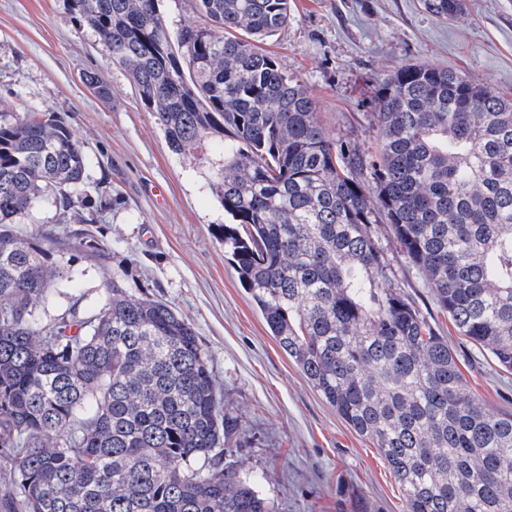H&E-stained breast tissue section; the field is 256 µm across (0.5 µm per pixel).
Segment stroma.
I'll use <instances>...</instances> for the list:
<instances>
[{"instance_id": "1", "label": "stroma", "mask_w": 512, "mask_h": 512, "mask_svg": "<svg viewBox=\"0 0 512 512\" xmlns=\"http://www.w3.org/2000/svg\"><path fill=\"white\" fill-rule=\"evenodd\" d=\"M440 21L420 0H291L287 28L264 48L306 83L328 135L365 159L378 145L374 99L386 75L428 62L489 82L512 97V0H464ZM109 85L100 99L85 81ZM36 108L71 124L89 157L88 212L104 257L77 254L69 300L120 279L129 292L165 301L195 325L224 409L244 436L234 452L275 512H405L403 492L373 443L355 433L307 383L269 335L224 252V209L210 189L223 150L207 140L174 153L126 73L66 0H0V108ZM55 209H34L20 234L49 250L73 232ZM374 235L392 281L447 336L478 402L512 412V372L453 328L425 275L391 246L389 224Z\"/></svg>"}]
</instances>
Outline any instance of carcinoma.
Returning a JSON list of instances; mask_svg holds the SVG:
<instances>
[{
	"label": "carcinoma",
	"mask_w": 512,
	"mask_h": 512,
	"mask_svg": "<svg viewBox=\"0 0 512 512\" xmlns=\"http://www.w3.org/2000/svg\"><path fill=\"white\" fill-rule=\"evenodd\" d=\"M172 36L158 0H67L172 151L223 142L224 249L280 348L403 490L406 512H512V413L475 399L448 338L391 282L373 234L426 274L459 335L512 371V100L406 63L375 99L372 185L305 82L260 44L290 0H196ZM448 20L464 0H422ZM88 156L52 112H0V512H273L226 460L224 411L187 317L114 280L45 318L72 265L16 224L40 202L81 224ZM71 252L101 253L77 237Z\"/></svg>",
	"instance_id": "obj_1"
}]
</instances>
